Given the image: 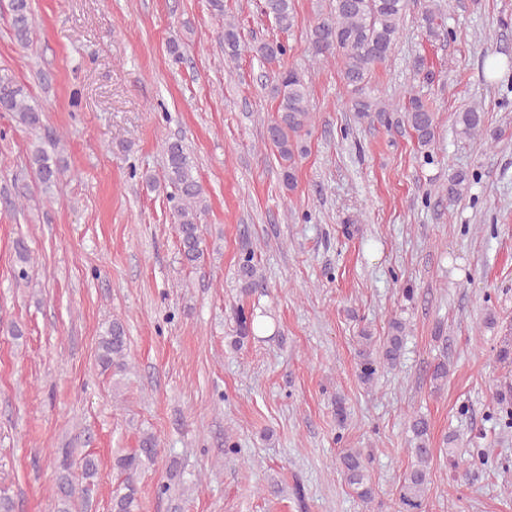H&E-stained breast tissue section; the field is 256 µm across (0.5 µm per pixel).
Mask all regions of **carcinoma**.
I'll return each instance as SVG.
<instances>
[{
	"instance_id": "1",
	"label": "carcinoma",
	"mask_w": 512,
	"mask_h": 512,
	"mask_svg": "<svg viewBox=\"0 0 512 512\" xmlns=\"http://www.w3.org/2000/svg\"><path fill=\"white\" fill-rule=\"evenodd\" d=\"M212 14L224 28V55L236 62L248 45L242 39L239 25L224 17V0H209ZM409 9V0H328L326 11L319 15L307 32L312 51L329 59L336 55L343 59L341 72L344 84L352 89L356 97L351 101V110L360 120L382 118L386 107H380L367 96L365 89L371 70L385 62L400 37L402 25ZM263 11L272 17L283 32L291 31L297 22L294 0H264ZM9 33L12 41L22 51L33 47L36 34L31 0H8ZM438 14L430 4L422 6L421 20L429 37L449 36L437 23ZM288 47L280 41L262 42L253 46V53L265 64L276 65L287 54ZM277 117L267 128V141L275 148L283 161V183L288 189L295 186L293 165L295 156L303 153L298 137L311 124L309 86L304 76L294 68L278 71L276 87ZM398 111L404 113V121L411 129L417 144L429 148L436 137V113L419 96L408 97ZM0 112L13 114L17 122L31 130L42 126V111L13 75L0 70ZM482 112L471 106L457 114L455 134L460 138H475L481 131ZM60 139L35 141L30 144L21 161V168L36 176L43 195L53 194L60 177L64 174L57 149ZM163 151L166 160L164 187L170 203L173 223L177 226L180 253L187 264L194 266L204 255L201 217L208 209L205 189L196 173L191 152L180 140L167 141ZM469 175L457 171L448 175V184L442 188L445 194L460 198L469 187ZM15 254L19 262L17 276L28 277L31 251L22 238L15 242ZM239 275L248 287L262 285L263 277L253 262L252 251L245 250L239 264ZM239 329L234 347L240 348L244 340L254 332L253 316L238 309ZM390 331L377 342L368 330L359 336V380L370 388L379 373L399 363L404 350L406 323L393 319ZM130 340L123 323L114 319L100 332L97 341V361L104 370L114 375L123 374L130 357ZM448 381V359L438 361L431 367L430 382L439 390ZM496 408L489 418L503 429H512V393L498 391L493 396ZM411 433L408 452L413 458L411 467L405 472L399 488V502L405 512H419L428 489L430 464L433 449L430 448L429 424L421 415L408 417ZM161 453L155 436L145 433L139 440V448L120 456L116 468L124 475L112 494V512H138L139 473L154 464ZM57 474L50 495L51 512H76L87 503L96 484L99 464L91 454L74 455L71 448H59ZM481 448L470 450L469 458H458L448 452V461L455 471L468 470L483 461ZM341 461V472L345 482L357 497L368 504L373 500V486L368 466L358 450H346Z\"/></svg>"
}]
</instances>
